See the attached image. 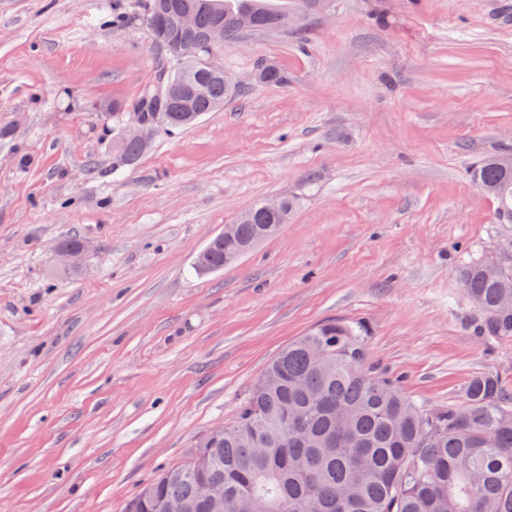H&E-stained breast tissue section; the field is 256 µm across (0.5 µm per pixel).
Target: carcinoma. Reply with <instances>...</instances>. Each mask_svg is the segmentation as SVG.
Returning <instances> with one entry per match:
<instances>
[{"instance_id": "carcinoma-1", "label": "carcinoma", "mask_w": 512, "mask_h": 512, "mask_svg": "<svg viewBox=\"0 0 512 512\" xmlns=\"http://www.w3.org/2000/svg\"><path fill=\"white\" fill-rule=\"evenodd\" d=\"M194 14L193 29L176 24L178 11ZM281 10L270 0H151L146 25L161 54L154 78L126 108L159 128H189L238 92L224 72L200 60L218 47L211 30L224 26L225 40L250 31H281ZM257 81L284 85L287 73L271 62L257 68ZM187 90L168 101L156 99L157 85ZM146 146L129 139L118 160L132 167ZM502 155L483 158L471 178L512 215V166ZM297 206L269 212L257 203L247 221L209 242L194 261L206 274L224 269L229 252L248 253L277 236ZM459 286L480 311L476 334L512 340V259L490 274L483 257L458 270ZM368 331L359 321L331 319L289 343L250 390L224 435L200 437L206 468L187 476L162 470L134 497L148 492L162 512L168 500L191 512H212L200 494V480L224 486V512H237L247 498L254 512H512V398L491 372L473 375L459 404L431 407L405 394L397 381L366 367Z\"/></svg>"}]
</instances>
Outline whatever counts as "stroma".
Returning <instances> with one entry per match:
<instances>
[{
  "instance_id": "35a3bbf8",
  "label": "stroma",
  "mask_w": 512,
  "mask_h": 512,
  "mask_svg": "<svg viewBox=\"0 0 512 512\" xmlns=\"http://www.w3.org/2000/svg\"><path fill=\"white\" fill-rule=\"evenodd\" d=\"M148 7L0 0V512H126L328 318L364 322L372 370L416 401L488 370L512 394V341L476 336L457 278L512 237L470 177L512 154V0H334L304 34L244 33L220 56L246 95L121 168ZM265 60L287 85L254 83ZM285 197L279 236L194 272ZM283 209L280 212H269L262 208L261 203L246 207L240 213L236 222L245 218L251 212L247 221L240 224H228L231 230L228 235L209 242L206 248L196 257L193 268L198 274H206L223 270L224 257L226 265L236 262L241 255L248 253L253 247L261 242L277 236L284 224L288 223V217L297 206L295 199L284 198ZM235 222V223H236ZM243 255V256H244ZM203 256V258H201Z\"/></svg>"
}]
</instances>
